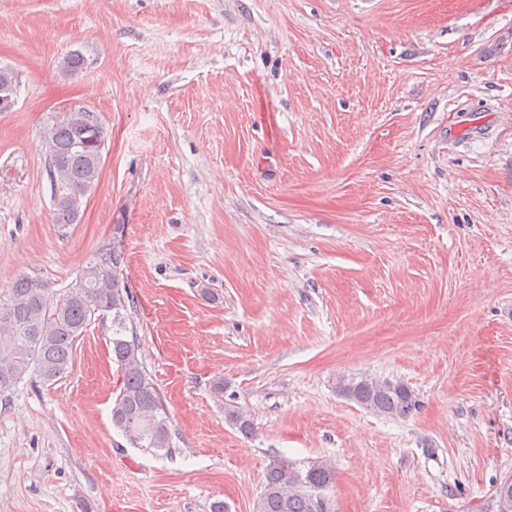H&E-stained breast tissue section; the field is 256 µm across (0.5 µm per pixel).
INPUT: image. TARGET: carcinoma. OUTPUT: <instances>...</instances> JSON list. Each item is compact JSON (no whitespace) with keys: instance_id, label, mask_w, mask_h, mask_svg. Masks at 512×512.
Segmentation results:
<instances>
[{"instance_id":"obj_1","label":"carcinoma","mask_w":512,"mask_h":512,"mask_svg":"<svg viewBox=\"0 0 512 512\" xmlns=\"http://www.w3.org/2000/svg\"><path fill=\"white\" fill-rule=\"evenodd\" d=\"M87 66L71 53L63 71ZM107 133L98 113L72 109L46 133V158L54 183L56 223L76 224L84 199L95 189L103 167ZM124 252L114 240L93 253L78 279L60 290L36 275L21 274L0 296V396L32 376L43 384L62 379L71 368L77 343L98 319L112 317L109 344L121 379L112 404V425L135 448L171 451L172 421L156 383L143 365L132 317L134 298L123 277ZM345 397L374 413L406 417L418 401L405 384L361 378L340 382ZM225 420L239 432L254 433L250 417L227 409ZM335 480L320 462L301 470L284 458L272 460L254 512H329L325 491Z\"/></svg>"}]
</instances>
